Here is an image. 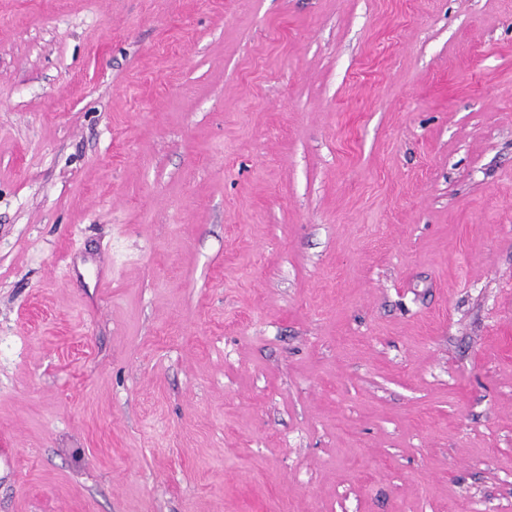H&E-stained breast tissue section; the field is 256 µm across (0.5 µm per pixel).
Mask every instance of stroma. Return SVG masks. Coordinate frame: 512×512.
Returning <instances> with one entry per match:
<instances>
[{"instance_id":"35a3bbf8","label":"stroma","mask_w":512,"mask_h":512,"mask_svg":"<svg viewBox=\"0 0 512 512\" xmlns=\"http://www.w3.org/2000/svg\"><path fill=\"white\" fill-rule=\"evenodd\" d=\"M0 512H512V0H0Z\"/></svg>"}]
</instances>
